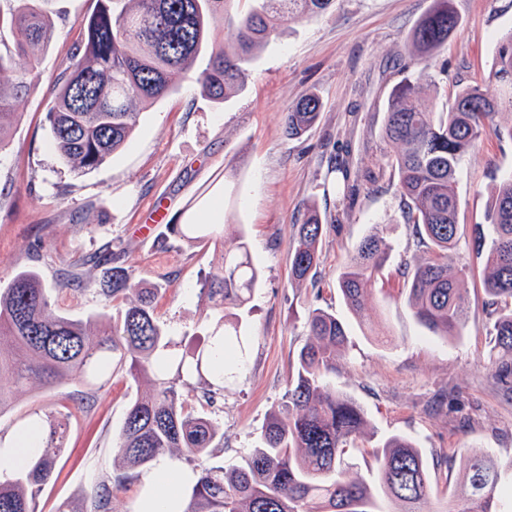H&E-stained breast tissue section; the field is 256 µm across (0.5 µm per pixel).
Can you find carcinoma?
Instances as JSON below:
<instances>
[{
	"label": "carcinoma",
	"mask_w": 512,
	"mask_h": 512,
	"mask_svg": "<svg viewBox=\"0 0 512 512\" xmlns=\"http://www.w3.org/2000/svg\"><path fill=\"white\" fill-rule=\"evenodd\" d=\"M8 20L12 43L0 47V151L9 145L17 117L14 102L33 86L39 56L52 42L55 25L49 0H14ZM96 0L80 24L73 63L50 100L47 119L59 160L77 171L95 169L126 144L140 106L168 96L179 75L195 73L202 94L222 103L243 87L253 50L281 32L288 21L320 15L336 0ZM459 25L452 0H434L411 36L415 59L429 65ZM230 38H218V27ZM28 67L16 68V58ZM322 104L315 94L296 102L285 118L286 133L299 138L316 124ZM512 111V31L501 36L492 82L465 85L446 112L420 104V87L405 81L388 98L383 135L402 146L392 162L401 217L412 226L419 254L404 263L410 280L408 303L417 322L440 336H457L468 301L459 272L448 263L468 236L485 256L484 287L491 307L494 379L512 384V176L496 184L486 224L459 223L455 175L463 156L493 118ZM332 228L314 211L297 225L290 253L291 283L300 286L320 265L319 244ZM171 234L187 242L218 240L208 224H174ZM390 247L382 231L363 238L337 277L351 313L358 315ZM260 271L248 243L238 237L222 251L201 291L213 303L212 330L203 346L182 349L154 313L156 288H141L121 266L98 283L107 299L127 300L109 316L61 314L54 294L65 284L45 283L33 268L14 273L0 288V416L15 392L37 379L45 387L64 380L83 382L108 371H124L151 391L130 402L119 433L113 473L95 486L90 508L62 500L54 512H112L114 491L125 488L162 456L170 455L197 475L187 487L183 512H424L430 476L420 449L408 438H387L375 453L376 476L369 483L348 475L347 448L365 432L366 418L348 394L325 382L336 371L348 338L347 324L324 309L309 312V340L301 347L288 389L271 411L257 444L237 467L211 462L224 447L215 419L188 410L181 382L195 375L214 405L224 398L226 375L247 366L248 342L241 335L240 310L250 302ZM68 416L49 422L46 445L26 467L0 477V512H41L39 497L56 474ZM465 512H500L501 468L472 452L464 460Z\"/></svg>",
	"instance_id": "cac0c4a2"
}]
</instances>
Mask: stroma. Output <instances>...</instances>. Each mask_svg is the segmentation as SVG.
Segmentation results:
<instances>
[{"instance_id": "1", "label": "stroma", "mask_w": 512, "mask_h": 512, "mask_svg": "<svg viewBox=\"0 0 512 512\" xmlns=\"http://www.w3.org/2000/svg\"><path fill=\"white\" fill-rule=\"evenodd\" d=\"M434 0H340L335 11L285 25L282 35L258 47L244 86L223 104L212 103L192 76L177 79L167 98L143 109L127 143L101 166L78 173L52 148L48 102L72 63L79 23L95 0H52L56 36L41 55L34 91L16 102L10 145L0 151V276L33 268L47 283L65 272L84 283L61 292L60 312L85 317L111 311L96 283L107 271L98 256L111 252L139 282L158 288L160 325L186 345L202 343L210 320L200 288L221 247L244 236L261 269L249 310L240 314L251 336L248 367L231 380L218 408H207L197 378L182 388L188 408L208 413L224 429L215 464L231 469L254 445L280 402L306 340L308 310L336 312L348 325L349 343L328 381L352 398L369 427L346 461L351 475L375 477L374 452L392 435L410 437L430 473L425 512L465 503L463 458L472 451L498 464L512 461V394L492 377L491 338L483 265L472 247L454 254L465 268L462 286L468 318L460 335H432L407 304L398 267L415 250L412 228L400 218L395 185L381 180L399 150L382 135L392 89L411 80L422 101L447 109L434 85L455 91L487 82L496 42L512 30V0H453L460 25L432 67L410 61V34ZM322 101L317 124L290 139L285 114L308 94ZM343 161L360 175H376L348 197L331 171ZM512 174V139L489 135L462 159L456 186L459 221L479 224L496 183ZM166 213L151 238L142 228L156 207ZM316 209L333 224L321 246L314 280L292 286L290 246L295 222ZM172 224H221V244L189 245L168 232ZM382 227L390 259L365 303L374 330L348 311L336 278L359 241ZM149 389L124 373L104 389L32 382L0 416V436L29 421L48 424L67 415L58 477L40 497L42 512L68 499L89 501L96 483L112 470L117 438L129 402Z\"/></svg>"}]
</instances>
